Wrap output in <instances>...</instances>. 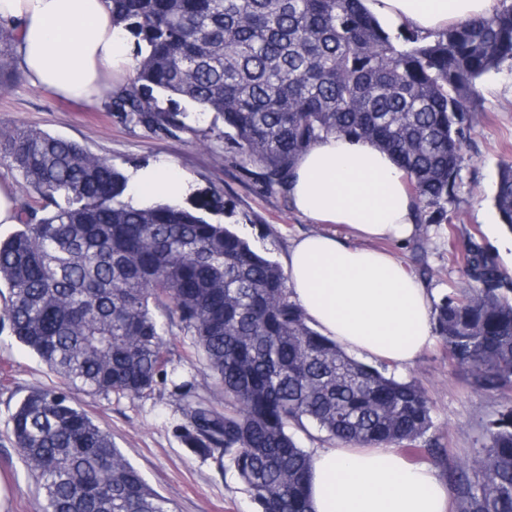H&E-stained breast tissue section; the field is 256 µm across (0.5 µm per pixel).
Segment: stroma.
Wrapping results in <instances>:
<instances>
[{"instance_id":"35a3bbf8","label":"stroma","mask_w":512,"mask_h":512,"mask_svg":"<svg viewBox=\"0 0 512 512\" xmlns=\"http://www.w3.org/2000/svg\"><path fill=\"white\" fill-rule=\"evenodd\" d=\"M483 110L477 113L464 148L455 200L448 206L452 224H428L423 238L382 242V249L414 261L434 296L463 287L462 266L451 251L476 240L492 253L512 286V234L504 231L492 205L499 166L512 162V62L488 75L482 84ZM188 127L154 135L107 112L104 100L67 101L18 81L0 93V130L36 128L87 146L126 172L135 165L163 161L185 174L192 190L218 192L228 201L218 222L245 237L263 256L284 264L292 242L317 226L296 212L282 194L262 193L235 166L224 142V122L217 114L189 109ZM163 342L179 370L204 380L207 367L191 339L170 326ZM399 380L418 382L432 404V426L424 441L440 451L427 457L438 475L470 453L482 440L484 421L500 409L498 396L472 386L467 374L452 367L441 341H434L409 367L389 366ZM63 382L0 320V512H37L39 483L22 459L8 421L17 402L34 388H59ZM77 405L112 436L114 445L140 471L148 485L169 500L173 512H256L233 465L217 468L181 441L182 402L171 386L158 387L140 399L74 395Z\"/></svg>"}]
</instances>
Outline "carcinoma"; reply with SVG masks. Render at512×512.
I'll return each mask as SVG.
<instances>
[{"mask_svg":"<svg viewBox=\"0 0 512 512\" xmlns=\"http://www.w3.org/2000/svg\"><path fill=\"white\" fill-rule=\"evenodd\" d=\"M429 38L384 28L361 0H109L135 39L133 76L106 110L152 134L190 129L181 104L215 112L237 167L286 192L298 157L330 135L392 153L420 224L448 223L483 78L512 61V4ZM14 31L0 25V90L18 79ZM168 105H158L155 93ZM0 162L44 202L0 241L3 317L66 388L33 389L10 417L36 470L41 512H172L70 396L183 393L180 439L234 465L256 512H310L313 427L343 446L417 443L432 405L413 381L365 364L307 323L286 272L210 216L224 197L136 204L130 175L84 145L38 129L0 132ZM512 232V163L492 196ZM449 260L469 284L433 303L448 362L506 400L487 442L448 468L457 512H512V296L497 259L475 242ZM192 337L209 370L197 383L164 347L167 325Z\"/></svg>","mask_w":512,"mask_h":512,"instance_id":"1","label":"carcinoma"}]
</instances>
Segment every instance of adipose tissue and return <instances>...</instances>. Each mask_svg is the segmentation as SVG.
<instances>
[{
    "label": "adipose tissue",
    "instance_id": "adipose-tissue-1",
    "mask_svg": "<svg viewBox=\"0 0 512 512\" xmlns=\"http://www.w3.org/2000/svg\"><path fill=\"white\" fill-rule=\"evenodd\" d=\"M392 28L431 35L490 15L499 0H363ZM0 23L16 35L20 71L59 98L91 103L131 69L134 41L112 25L106 0H0ZM142 201L189 190L163 165L133 175ZM288 195L295 209L331 234L295 241L285 260L292 298L322 335L398 367L413 364L435 336L432 297L404 261L376 239L411 237L416 203L394 157L369 142L333 135L303 153ZM349 236H342V229ZM312 512H448L450 491L428 465L390 446L320 448L308 477Z\"/></svg>",
    "mask_w": 512,
    "mask_h": 512
}]
</instances>
